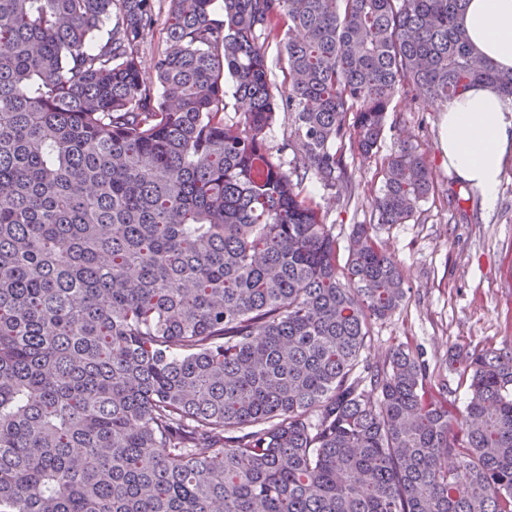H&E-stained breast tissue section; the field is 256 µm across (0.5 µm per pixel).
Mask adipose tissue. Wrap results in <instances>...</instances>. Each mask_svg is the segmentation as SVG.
Returning <instances> with one entry per match:
<instances>
[{
    "label": "adipose tissue",
    "mask_w": 512,
    "mask_h": 512,
    "mask_svg": "<svg viewBox=\"0 0 512 512\" xmlns=\"http://www.w3.org/2000/svg\"><path fill=\"white\" fill-rule=\"evenodd\" d=\"M464 25L481 53L500 68H512V0H469ZM441 141L449 170L494 204L504 158L512 152V107L502 95L479 84L451 100Z\"/></svg>",
    "instance_id": "obj_1"
}]
</instances>
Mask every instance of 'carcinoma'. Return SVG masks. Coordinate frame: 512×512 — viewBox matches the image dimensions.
<instances>
[{"label": "carcinoma", "instance_id": "1", "mask_svg": "<svg viewBox=\"0 0 512 512\" xmlns=\"http://www.w3.org/2000/svg\"><path fill=\"white\" fill-rule=\"evenodd\" d=\"M468 2L168 0L147 59L156 0H0V512H512V344L450 356L459 413L421 353L362 359L422 154L385 156L342 265L302 189L352 192L405 86L512 103ZM157 4L158 8H160V21L154 27L152 33L147 39L145 46V52L147 56H149L152 52H156L158 50L160 51L166 47L167 34L162 22L167 10L168 2L167 0H158Z\"/></svg>", "mask_w": 512, "mask_h": 512}]
</instances>
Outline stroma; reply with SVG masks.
<instances>
[{"instance_id":"1","label":"stroma","mask_w":512,"mask_h":512,"mask_svg":"<svg viewBox=\"0 0 512 512\" xmlns=\"http://www.w3.org/2000/svg\"><path fill=\"white\" fill-rule=\"evenodd\" d=\"M441 117L413 92H400L379 155L346 158L352 191L332 192L309 179L303 193L319 202L327 222L334 224L343 260L353 225L369 221L381 187V156L404 139L423 154L432 171L433 195L407 223L377 230L402 264L408 298L391 318L374 325L362 356L379 363L400 344L422 350L431 382L447 381L448 402L460 408L467 394L448 367L449 352L512 343V153L504 161L496 202L487 205L449 171L440 144Z\"/></svg>"}]
</instances>
